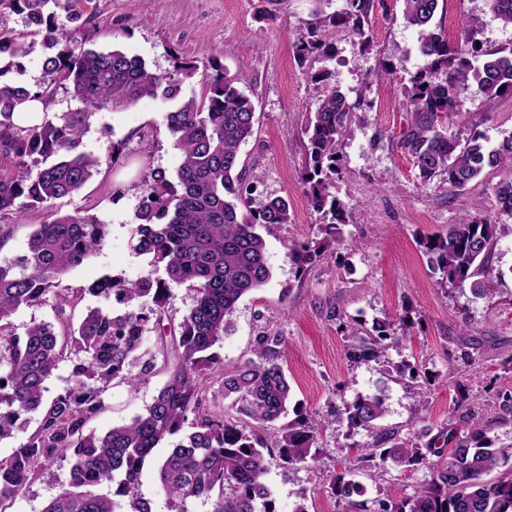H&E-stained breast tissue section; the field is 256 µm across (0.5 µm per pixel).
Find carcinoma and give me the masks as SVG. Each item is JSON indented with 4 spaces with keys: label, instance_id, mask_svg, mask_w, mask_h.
<instances>
[{
    "label": "carcinoma",
    "instance_id": "cac0c4a2",
    "mask_svg": "<svg viewBox=\"0 0 512 512\" xmlns=\"http://www.w3.org/2000/svg\"><path fill=\"white\" fill-rule=\"evenodd\" d=\"M405 23L418 32L422 67L405 87L404 101L411 121L396 146L411 158L425 184L439 177L448 191H459L486 169L512 166V136L487 144L473 132L465 142L448 136L440 124L444 115L464 118L463 91L474 83L488 100L512 95V46L483 48L474 39L479 20H470L464 40L448 42L434 22L438 0H402ZM489 10L512 26V0H485ZM91 0H0V14L24 17L34 34L53 49L44 67L50 82L36 89L2 80L23 71L28 45L23 36L0 31V214L39 208L78 193L101 165V158L84 148L83 137L94 111L135 104L145 96H162L176 103L167 113L173 147L181 155L174 175L164 170L143 174V195L131 229L135 255L145 258L148 273L136 282L105 274L86 288L61 287L62 279L105 246L107 225L90 211L57 214L35 225L27 251L0 263V440L16 446L0 458V512L27 488L36 469L71 450L69 477L43 512H151L140 487L146 466L155 471L165 497L187 512L185 504L206 498L217 487L234 488L214 512H276L265 477L267 457L276 456L288 468L316 459V433L310 417L293 402L291 385L277 362L279 336H261L259 361H250L224 379V395L234 397L240 411L260 427L294 413L278 427L274 443L246 435L222 417L199 414L204 383L202 371L220 365L216 347L231 331L238 302L272 278L266 237L292 220L289 202L266 199L254 209L243 202L245 173L240 147L255 133V105L227 76L216 60L204 73L205 93L184 95L181 82L165 79L146 62L120 49L79 48L61 40L58 32L80 27ZM375 0H342V6L319 25L293 40L301 63L336 51L330 41L343 27L354 37L359 53L373 49L368 25ZM70 86L80 106L59 120L22 126L15 113L31 98L50 103L56 84ZM358 104L341 91H325L307 121L306 160L302 182L313 209L321 216L320 236L288 246L297 276H303L326 252L343 241L348 207L330 192L342 174L340 148L351 134ZM36 171H31V167ZM495 208L512 215V181L499 184ZM512 226L478 213L421 247L433 270L448 284L467 286L477 298L491 299L501 272L492 267L496 247ZM194 288L192 307L174 324L167 316L171 288ZM55 297L57 324H32L25 335L10 329L9 318L23 306L40 305ZM101 297L105 305L88 307L79 317L75 308L85 295ZM175 352L169 378L153 402L130 423L103 434L86 430L101 408L102 389L126 379L128 361L138 357L145 334ZM387 334L359 336L348 349L353 361H375ZM76 348L85 359L75 369L76 386L48 399L46 381L64 351ZM387 411L382 395L357 397L345 412L352 426L371 429ZM37 413V429L27 433L23 416ZM448 449L437 474L413 499L383 501L379 512H512V447H498L479 423L461 439L448 431ZM168 444L155 458V448ZM366 458L409 468L425 460L414 440L384 437L366 448ZM503 468V476L485 480ZM360 492L348 473L336 475L332 494L346 500Z\"/></svg>",
    "mask_w": 512,
    "mask_h": 512
}]
</instances>
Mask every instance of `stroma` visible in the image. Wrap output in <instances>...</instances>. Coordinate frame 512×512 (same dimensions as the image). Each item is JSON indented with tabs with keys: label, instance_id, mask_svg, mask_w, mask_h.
<instances>
[{
	"label": "stroma",
	"instance_id": "obj_1",
	"mask_svg": "<svg viewBox=\"0 0 512 512\" xmlns=\"http://www.w3.org/2000/svg\"><path fill=\"white\" fill-rule=\"evenodd\" d=\"M340 6L341 0H92V19L59 33L86 48L117 47L142 58L156 74L181 81L189 94H203L201 69L218 58L256 107L255 134L240 148L252 189L249 202L256 207L269 197L287 198L292 221L267 239L273 277L238 303L218 350L223 365L204 377V408L253 432L254 423L225 396L224 379L257 359L260 336L282 337L277 361L294 401L312 419L318 458L290 469L270 459L267 482L277 512H378L380 500L412 498L436 474L437 456L428 455L413 470L361 459L359 448L381 437L444 449L449 433L467 436L476 421L496 444H512V236L496 249L493 265L504 277L490 300L442 281L421 248L424 239L445 233L477 208L492 211L494 189L512 180V168L485 171L452 192L440 179L421 184L401 150L375 147L376 133L399 136L410 121L402 91L423 64L417 32L405 26L400 0H376L368 19L373 52L359 55L341 30L335 58L298 63L292 51L296 34ZM437 17L449 41H460L476 17L485 47L512 44V26L497 19L485 0H439ZM0 28L25 34L29 51L21 79L32 87L42 83L47 51L41 36L28 33L24 17L10 12L0 15ZM181 58L195 62L194 76L178 70ZM320 69L329 70L328 84L311 81V72ZM329 85L348 99L364 100L342 145L343 173L331 188L347 204L350 218L343 243L300 278L288 247L315 238L319 222L301 181L303 129ZM463 96L469 119L442 120L449 136L463 141L475 129L497 142L512 134V96L489 101L473 87ZM173 108V102L156 96L96 112L84 143L102 159L99 174L73 196L0 215V260L22 254L34 225L52 213L88 209L107 224V242L100 254L71 271L63 286L77 289L105 274L129 281L143 277L148 266L131 248V228L142 173L157 168L171 173L181 162L167 128ZM105 126L123 143L116 154H108L100 136ZM380 328L391 336L380 358L351 361L347 348L353 337L372 336ZM405 364L415 366V373L395 376ZM166 380L163 369L134 388L113 380L88 429L101 434L129 423ZM380 388L387 397L385 416L374 429L353 427L345 406ZM68 470L65 456L38 470L7 512H43ZM345 471L363 487L349 503L331 493L334 477Z\"/></svg>",
	"mask_w": 512,
	"mask_h": 512
}]
</instances>
